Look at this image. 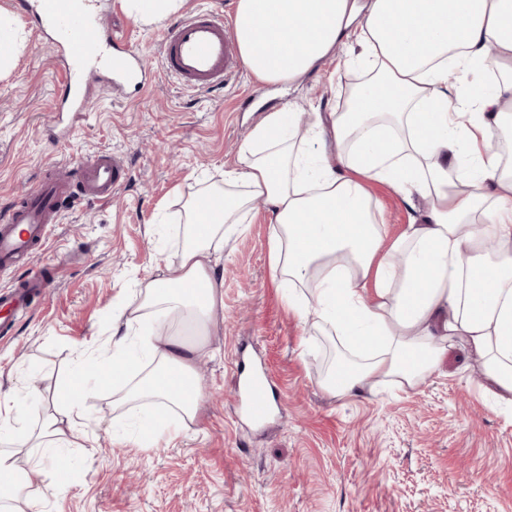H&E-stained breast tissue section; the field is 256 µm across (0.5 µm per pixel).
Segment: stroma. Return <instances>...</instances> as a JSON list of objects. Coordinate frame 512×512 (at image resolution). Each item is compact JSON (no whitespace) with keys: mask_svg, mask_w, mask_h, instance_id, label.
Returning a JSON list of instances; mask_svg holds the SVG:
<instances>
[{"mask_svg":"<svg viewBox=\"0 0 512 512\" xmlns=\"http://www.w3.org/2000/svg\"><path fill=\"white\" fill-rule=\"evenodd\" d=\"M236 0H182L166 19L142 21L129 0H102L105 21L138 46L153 80L93 87L85 112L52 124L63 70L58 48L0 0L14 55L0 67V209L19 201L50 165L95 152L119 155L126 178L111 199L77 200L35 262L57 264V285L35 297L0 337V402L53 411L60 382L80 354L109 346L112 317L140 282L177 261L185 202L224 184L237 151L269 108L286 102L336 112L364 73L350 46L290 85L239 70L223 89L193 91L160 67L166 23L198 8L234 11ZM391 231L425 201L406 202L372 181ZM272 216L257 209L225 245L218 264L224 315L194 358L204 400L174 442L115 435L127 409L112 388L89 397L75 445L46 451L70 485L34 491L33 512H512V417L495 407L479 362L462 348L415 389L336 397L321 386L333 337L303 325L269 270ZM273 377L275 410L261 425L237 406L247 367Z\"/></svg>","mask_w":512,"mask_h":512,"instance_id":"obj_1","label":"stroma"}]
</instances>
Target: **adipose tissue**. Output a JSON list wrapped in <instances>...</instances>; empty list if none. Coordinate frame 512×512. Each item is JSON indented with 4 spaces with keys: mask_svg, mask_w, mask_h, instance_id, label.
<instances>
[{
    "mask_svg": "<svg viewBox=\"0 0 512 512\" xmlns=\"http://www.w3.org/2000/svg\"><path fill=\"white\" fill-rule=\"evenodd\" d=\"M235 36L258 80L292 81L337 46L359 47L368 78L349 111L300 134L292 107L266 113L240 144L224 191L185 208L178 261L142 282L131 315L113 317L112 347L78 362L55 412H1L0 512H24L45 476L42 448L70 444L73 416L111 381L118 399L147 406L137 433L178 435L201 400L195 343L165 331L179 317L206 335L223 307L217 253L263 201L277 227L272 276L288 285L300 321L343 347L323 381L335 396L395 381L412 389L464 342L512 407V167L491 150L512 124V0H237ZM499 74L480 109L455 104L449 72ZM426 202L420 221L391 233L367 181ZM219 201L211 223L203 203Z\"/></svg>",
    "mask_w": 512,
    "mask_h": 512,
    "instance_id": "obj_1",
    "label": "adipose tissue"
}]
</instances>
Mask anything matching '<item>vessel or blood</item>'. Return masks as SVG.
I'll return each mask as SVG.
<instances>
[{"label":"vessel or blood","instance_id":"b4317fda","mask_svg":"<svg viewBox=\"0 0 512 512\" xmlns=\"http://www.w3.org/2000/svg\"><path fill=\"white\" fill-rule=\"evenodd\" d=\"M16 8L38 34L61 51L66 93L58 98L57 111H83L89 86L102 81L116 88L148 90L151 81L141 66L139 48L104 27L99 0H17ZM160 54L167 74L193 90L222 88L240 66L231 25L222 13L208 8L168 26L161 37ZM78 169L83 196L91 201L111 197L125 175L119 157L105 152L85 157ZM74 204L70 171L62 168L36 186L26 200L1 210L0 267L14 266L37 253L52 224ZM54 285L49 268L40 267L15 288L0 290V333L11 331L31 291ZM268 381V376L258 375L241 391L248 412L265 410Z\"/></svg>","mask_w":512,"mask_h":512}]
</instances>
